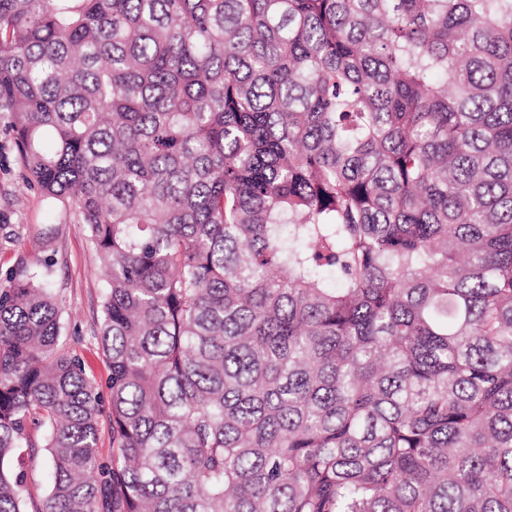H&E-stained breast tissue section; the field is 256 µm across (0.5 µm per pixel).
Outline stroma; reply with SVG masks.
Here are the masks:
<instances>
[{"instance_id": "stroma-1", "label": "stroma", "mask_w": 512, "mask_h": 512, "mask_svg": "<svg viewBox=\"0 0 512 512\" xmlns=\"http://www.w3.org/2000/svg\"><path fill=\"white\" fill-rule=\"evenodd\" d=\"M21 166L13 141L0 125V268L11 265L17 251L37 253L44 224L59 226L55 287L62 306V351L78 355L87 371L106 380L108 367L98 348L103 278L86 225L69 214H50L48 202L21 186Z\"/></svg>"}]
</instances>
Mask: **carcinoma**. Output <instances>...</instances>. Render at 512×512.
Wrapping results in <instances>:
<instances>
[{
	"label": "carcinoma",
	"instance_id": "carcinoma-1",
	"mask_svg": "<svg viewBox=\"0 0 512 512\" xmlns=\"http://www.w3.org/2000/svg\"><path fill=\"white\" fill-rule=\"evenodd\" d=\"M2 113L87 226L110 374L41 232L0 512H512V0H0Z\"/></svg>",
	"mask_w": 512,
	"mask_h": 512
}]
</instances>
